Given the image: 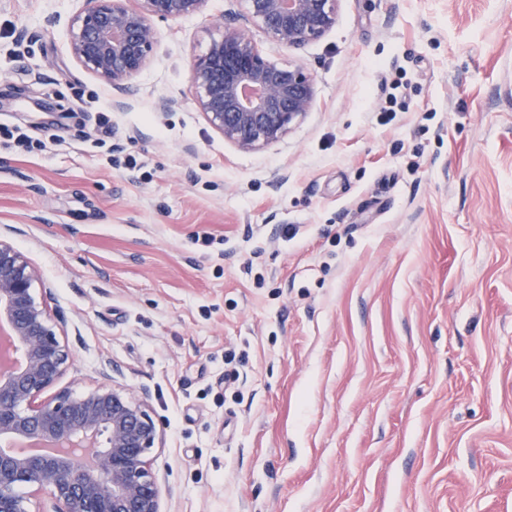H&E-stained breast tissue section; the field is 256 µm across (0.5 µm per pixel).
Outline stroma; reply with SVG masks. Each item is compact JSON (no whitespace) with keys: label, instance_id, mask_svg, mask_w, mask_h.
Instances as JSON below:
<instances>
[{"label":"stroma","instance_id":"obj_1","mask_svg":"<svg viewBox=\"0 0 512 512\" xmlns=\"http://www.w3.org/2000/svg\"><path fill=\"white\" fill-rule=\"evenodd\" d=\"M81 7L0 0V124L50 143L0 146V236L60 387L147 399L163 512H512V0H340L296 49L246 25L318 88L251 153L190 82L237 0L155 20L121 92L70 53Z\"/></svg>","mask_w":512,"mask_h":512}]
</instances>
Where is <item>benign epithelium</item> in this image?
<instances>
[{"label":"benign epithelium","instance_id":"benign-epithelium-1","mask_svg":"<svg viewBox=\"0 0 512 512\" xmlns=\"http://www.w3.org/2000/svg\"><path fill=\"white\" fill-rule=\"evenodd\" d=\"M83 0L69 48L87 70L121 90L157 43L153 18L180 19L206 0ZM241 15L287 48L336 23L339 0H237ZM192 60L199 111L225 140L254 152L282 139L317 101L312 74L265 57L246 31L223 22ZM37 268L0 240V512H32L23 485L45 492L51 512H162L153 449L162 432L150 406L110 382L79 394L49 393L72 354L52 320ZM47 443L53 454L18 448Z\"/></svg>","mask_w":512,"mask_h":512}]
</instances>
